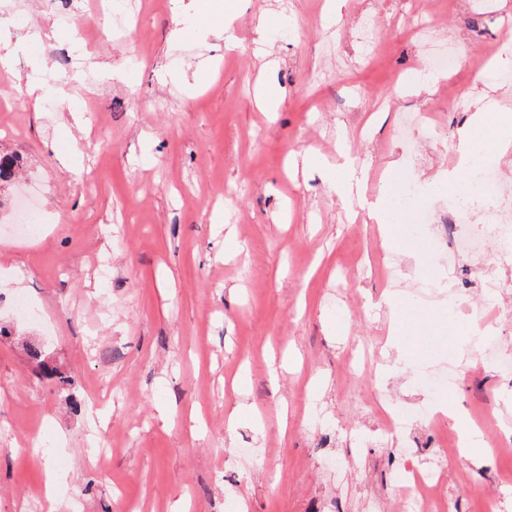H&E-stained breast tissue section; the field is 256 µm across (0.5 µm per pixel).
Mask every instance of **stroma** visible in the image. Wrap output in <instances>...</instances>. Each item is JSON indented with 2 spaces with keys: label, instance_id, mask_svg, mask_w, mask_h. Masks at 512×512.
I'll return each mask as SVG.
<instances>
[{
  "label": "stroma",
  "instance_id": "obj_1",
  "mask_svg": "<svg viewBox=\"0 0 512 512\" xmlns=\"http://www.w3.org/2000/svg\"><path fill=\"white\" fill-rule=\"evenodd\" d=\"M430 3L461 61L428 85L416 0H239L232 44L217 13L174 39L200 0H0V151L23 159L0 226L28 192L42 218L0 234V512H46L49 472L60 512H405L400 477L438 463L446 512H512V457L490 448L512 422V373L462 356L446 314L452 298L462 319L497 308L490 332L511 353L512 259L492 242L443 263L435 224L411 233L417 257L391 255L367 215L403 183L447 210L424 184L460 161L471 58L512 30V0ZM38 26L51 37L33 41ZM349 163L365 173L352 199ZM402 310L433 328L405 370ZM33 347L67 388L37 374ZM290 355L271 381L270 359ZM451 365L476 465L453 420L426 418L439 394L418 376ZM384 404L406 428L385 430Z\"/></svg>",
  "mask_w": 512,
  "mask_h": 512
}]
</instances>
